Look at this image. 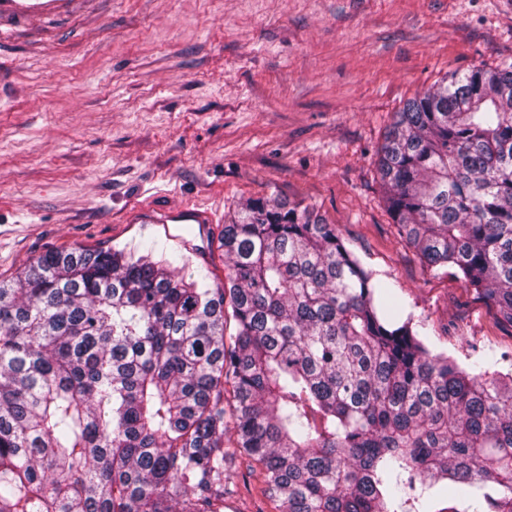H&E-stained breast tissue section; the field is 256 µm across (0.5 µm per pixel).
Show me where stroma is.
Listing matches in <instances>:
<instances>
[{"label":"stroma","mask_w":512,"mask_h":512,"mask_svg":"<svg viewBox=\"0 0 512 512\" xmlns=\"http://www.w3.org/2000/svg\"><path fill=\"white\" fill-rule=\"evenodd\" d=\"M505 62L512 0H0V281L149 248L214 286L224 224L274 197L335 224L431 349L512 373V327L398 236L375 165L417 92ZM194 206L206 231L163 223ZM227 473L224 512H280L258 463Z\"/></svg>","instance_id":"obj_1"}]
</instances>
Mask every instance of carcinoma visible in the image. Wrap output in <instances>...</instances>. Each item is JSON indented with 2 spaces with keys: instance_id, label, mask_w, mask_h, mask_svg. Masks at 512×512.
I'll list each match as a JSON object with an SVG mask.
<instances>
[{
  "instance_id": "obj_1",
  "label": "carcinoma",
  "mask_w": 512,
  "mask_h": 512,
  "mask_svg": "<svg viewBox=\"0 0 512 512\" xmlns=\"http://www.w3.org/2000/svg\"><path fill=\"white\" fill-rule=\"evenodd\" d=\"M376 166L399 235L512 326V63L410 99ZM219 248L214 288L122 249L0 282V512H224L237 454L281 512H512V375L432 350L307 206L248 200Z\"/></svg>"
}]
</instances>
